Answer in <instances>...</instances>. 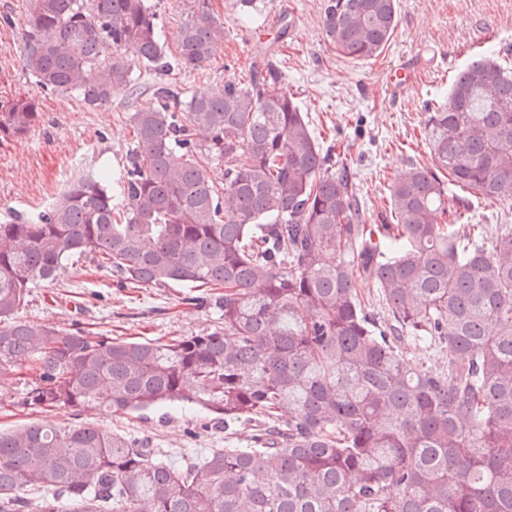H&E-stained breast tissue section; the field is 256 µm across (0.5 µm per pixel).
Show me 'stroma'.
I'll return each mask as SVG.
<instances>
[{"label":"stroma","mask_w":512,"mask_h":512,"mask_svg":"<svg viewBox=\"0 0 512 512\" xmlns=\"http://www.w3.org/2000/svg\"><path fill=\"white\" fill-rule=\"evenodd\" d=\"M231 0H210L224 20V38L200 70L171 71L169 81L186 93L202 92L239 76L256 55L273 60L304 112L317 141L347 165L369 224L385 221L389 185L409 167L427 165L424 113L442 102L454 76L482 55L512 68V0H398V27L388 48L369 61L343 59L326 43L323 0H258V24L232 12ZM30 0H0V101L35 98L41 123L26 137L0 144V222L28 219L54 203L73 180L109 166L120 174L133 148L128 117L149 105L151 74L134 68L144 91L115 93L111 102L88 107L73 93L42 89L23 58ZM278 28H268L273 13ZM409 68L412 80L398 93L384 85L386 71ZM468 224H512V202L490 204L457 185L448 187V217ZM190 289L124 288L89 260L75 262L58 282L33 289L22 319L69 332L165 341L203 335L218 325L213 301L190 302ZM35 370L0 376V430L30 423L73 426L94 423L137 440L151 441L171 461L199 459L214 448H245L253 425L203 427L186 405L131 414L100 415L70 408L24 405Z\"/></svg>","instance_id":"obj_1"}]
</instances>
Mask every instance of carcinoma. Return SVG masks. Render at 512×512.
<instances>
[{
  "instance_id": "cac0c4a2",
  "label": "carcinoma",
  "mask_w": 512,
  "mask_h": 512,
  "mask_svg": "<svg viewBox=\"0 0 512 512\" xmlns=\"http://www.w3.org/2000/svg\"><path fill=\"white\" fill-rule=\"evenodd\" d=\"M209 2L193 0L171 58L152 0H32L25 67L44 90L106 104L136 88L130 56L202 68L224 35ZM397 24V0H325L341 57H379ZM249 72L183 99L154 85L116 184L77 179L36 219L0 224V375L28 359L39 408L256 419L252 447L176 466L91 424L0 432V512H512V224L438 223L448 178L512 202V70L485 55L457 73L425 112L432 163L391 184L378 228L277 65ZM40 118L32 98L1 101L0 143ZM76 257L128 288H222L220 325L162 343L20 319ZM367 281L391 322L363 304ZM443 340L444 363L406 356Z\"/></svg>"
}]
</instances>
